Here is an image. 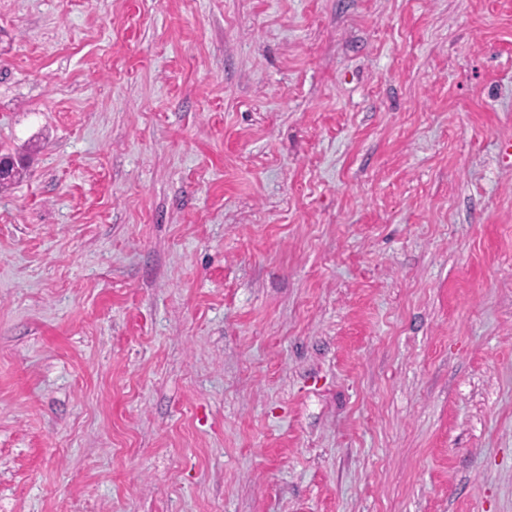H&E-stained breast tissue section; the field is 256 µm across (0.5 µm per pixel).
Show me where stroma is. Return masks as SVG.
<instances>
[{
	"label": "stroma",
	"instance_id": "obj_1",
	"mask_svg": "<svg viewBox=\"0 0 512 512\" xmlns=\"http://www.w3.org/2000/svg\"><path fill=\"white\" fill-rule=\"evenodd\" d=\"M512 0H0V512H512Z\"/></svg>",
	"mask_w": 512,
	"mask_h": 512
}]
</instances>
